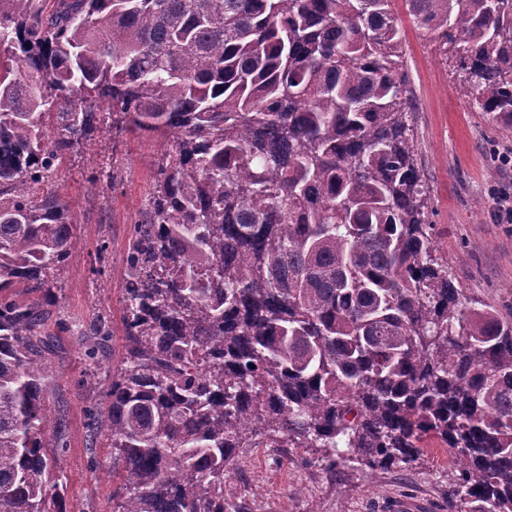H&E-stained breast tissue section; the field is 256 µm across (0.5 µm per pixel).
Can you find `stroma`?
<instances>
[{
	"mask_svg": "<svg viewBox=\"0 0 512 512\" xmlns=\"http://www.w3.org/2000/svg\"><path fill=\"white\" fill-rule=\"evenodd\" d=\"M394 13L416 104L410 124L431 197L436 256L468 302L510 314L512 223L500 222L494 202L497 193L512 194V166L500 160L512 151V132L488 123L474 101L459 97V72L409 17L404 0H394ZM157 150L151 140L116 137L103 126L64 160L51 183L68 202L78 229L46 307L65 320L106 316L113 359L120 358L124 343L125 246L153 181L150 161ZM109 164L120 172L116 188L91 190L90 178ZM45 359L53 382L50 403L66 441L51 463L66 486L69 512H112V451L89 447L86 414L89 390L103 394L109 387L111 361L87 378L84 350L66 332L58 334ZM451 488L447 459L430 451L408 466L333 476L313 448H244L224 494L242 512H389L400 498L414 503L413 512H448Z\"/></svg>",
	"mask_w": 512,
	"mask_h": 512,
	"instance_id": "1",
	"label": "stroma"
}]
</instances>
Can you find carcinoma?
Here are the masks:
<instances>
[{
	"label": "carcinoma",
	"instance_id": "obj_1",
	"mask_svg": "<svg viewBox=\"0 0 512 512\" xmlns=\"http://www.w3.org/2000/svg\"><path fill=\"white\" fill-rule=\"evenodd\" d=\"M404 2L512 130V0ZM392 3L0 0V512H68L49 312L23 295L52 294L77 235L50 181L109 120L161 145L90 401L115 512H241V448L334 473L431 442L459 471L448 512H512V318L433 255ZM77 340L97 365L112 327Z\"/></svg>",
	"mask_w": 512,
	"mask_h": 512
}]
</instances>
